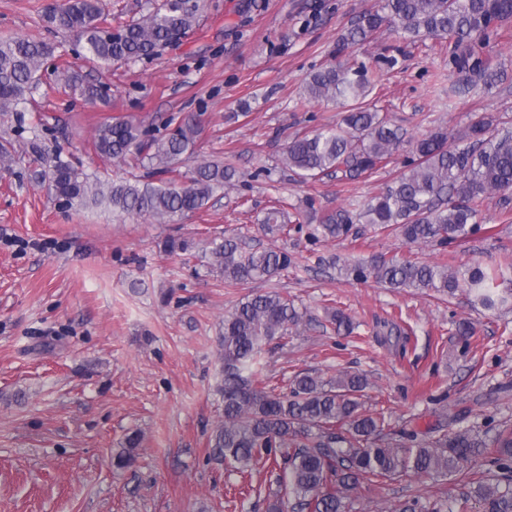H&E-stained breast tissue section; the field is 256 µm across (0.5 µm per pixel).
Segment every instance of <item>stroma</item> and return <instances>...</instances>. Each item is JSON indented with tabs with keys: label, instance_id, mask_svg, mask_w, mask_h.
<instances>
[{
	"label": "stroma",
	"instance_id": "1",
	"mask_svg": "<svg viewBox=\"0 0 512 512\" xmlns=\"http://www.w3.org/2000/svg\"><path fill=\"white\" fill-rule=\"evenodd\" d=\"M60 2L0 0V40L49 41L58 67L17 111L0 112V145L15 157L0 168V512H267L278 469L244 476L208 448L224 417L217 338L225 314L255 293L287 295L305 317L267 348L279 390L299 373L331 381L360 371L369 379L364 412L384 413L393 431L425 438L512 426V308L486 310L460 290L441 298L386 288L318 263L386 253L459 270L512 264L499 196L483 203L480 231L445 250L365 225L346 238L306 232L308 206L358 211L381 193L402 172L410 142L439 129L457 137L489 115L512 127V25L490 51L506 74L490 94L455 91L433 38L401 41L383 28L353 47L375 83L368 103L401 128L405 145L369 177L305 182L282 165L289 142L336 126L343 112L309 99L305 83L336 64L341 35L381 0H198L197 23L179 40L108 68L78 58L74 35L52 30L46 15ZM395 45L389 70L378 58ZM100 83L108 102L85 101L82 87ZM188 113L201 124L204 158L241 175L199 211L119 220L104 206L59 202L30 178L31 138L107 182L124 169L94 151L99 125L130 120L160 139L168 120ZM276 200L303 232L262 231ZM172 236L194 239L192 254L165 253ZM223 236L287 249L294 263L267 280L225 285L206 249ZM334 308L356 323L353 334L328 329ZM389 320L401 335H388ZM461 320L475 329L467 349L455 334ZM134 432L135 464L113 467ZM462 490L439 478L387 481L355 493L352 512H386L415 497L429 505Z\"/></svg>",
	"mask_w": 512,
	"mask_h": 512
}]
</instances>
